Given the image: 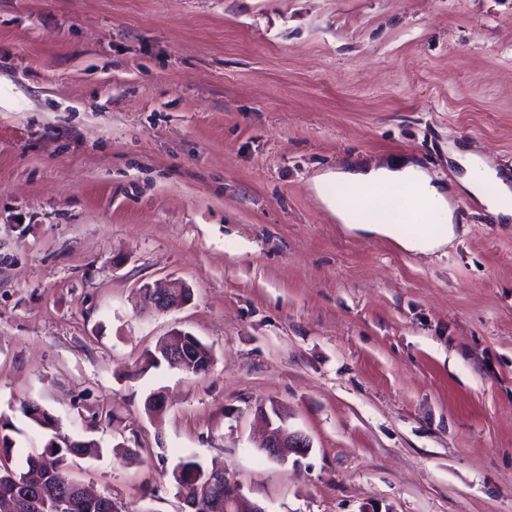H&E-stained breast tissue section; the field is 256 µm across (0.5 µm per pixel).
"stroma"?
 Instances as JSON below:
<instances>
[{"label":"stroma","mask_w":512,"mask_h":512,"mask_svg":"<svg viewBox=\"0 0 512 512\" xmlns=\"http://www.w3.org/2000/svg\"><path fill=\"white\" fill-rule=\"evenodd\" d=\"M452 147L512 185V0H0L11 465L50 437L33 399L121 512H187L182 459L265 512H512V220ZM396 159L446 185L448 248L348 233L313 190ZM163 280L191 302L156 310ZM175 328L208 374L148 366ZM274 409L307 455L261 450ZM452 157L464 169L461 184L466 190L479 197L495 217L508 220L512 217V190L497 172L489 167H481L474 162L471 154L453 152ZM489 183L496 185V193L487 195L485 187ZM185 334L189 336H183L182 334L172 336V344L170 347L184 342V347H188V359L190 360V363L187 365L188 372L192 374H205L209 372L214 363V353L212 349L195 336L188 333Z\"/></svg>","instance_id":"stroma-1"}]
</instances>
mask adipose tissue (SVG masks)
<instances>
[{
	"label": "adipose tissue",
	"mask_w": 512,
	"mask_h": 512,
	"mask_svg": "<svg viewBox=\"0 0 512 512\" xmlns=\"http://www.w3.org/2000/svg\"><path fill=\"white\" fill-rule=\"evenodd\" d=\"M466 190L480 197L495 217H512V187L493 169L479 166L471 154L455 153ZM328 211L350 232L394 241L408 252L428 255L455 237L448 192L408 160L355 164L327 172L314 181Z\"/></svg>",
	"instance_id": "obj_1"
}]
</instances>
